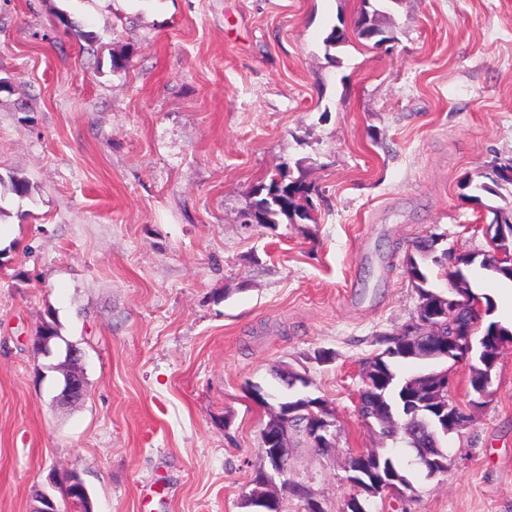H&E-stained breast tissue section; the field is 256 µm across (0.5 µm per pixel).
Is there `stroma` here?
Listing matches in <instances>:
<instances>
[{"label":"stroma","instance_id":"stroma-1","mask_svg":"<svg viewBox=\"0 0 512 512\" xmlns=\"http://www.w3.org/2000/svg\"><path fill=\"white\" fill-rule=\"evenodd\" d=\"M360 8L0 0V178L29 187L0 188V512L61 500L70 471L94 512H247L269 419L249 387L288 363L337 429L330 455L295 444V478L339 512L347 457L383 445L361 370L416 310L406 254L486 250L512 202L460 187L512 159V0H392L387 50L353 37ZM277 167L311 221L243 224ZM50 315L84 352L64 409L32 347ZM454 373L447 472L372 512H512V346L485 397ZM511 204L512 202L510 203V207H491L490 210L494 211L492 213L495 216V222H497V224L482 225L491 247H495L497 245V240L500 239L501 235L505 234V227L498 224H506L508 228H512Z\"/></svg>","mask_w":512,"mask_h":512}]
</instances>
